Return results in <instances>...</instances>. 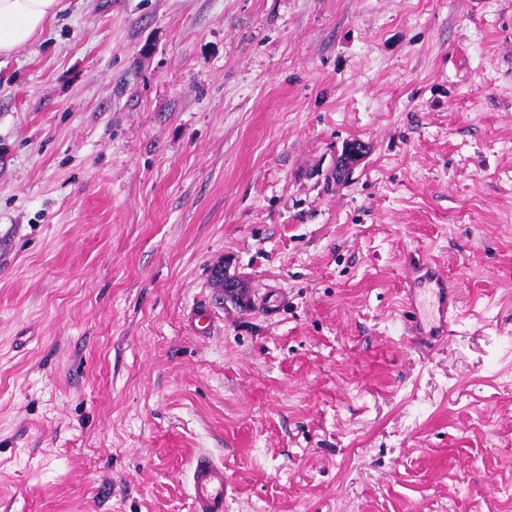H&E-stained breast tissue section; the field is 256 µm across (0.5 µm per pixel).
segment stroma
<instances>
[{"mask_svg":"<svg viewBox=\"0 0 512 512\" xmlns=\"http://www.w3.org/2000/svg\"><path fill=\"white\" fill-rule=\"evenodd\" d=\"M200 451L228 512H512V0H61L0 61V512H191ZM409 286L402 302V317L411 336L435 343L448 335L449 321L458 319L452 286L445 272L430 258L409 263Z\"/></svg>","mask_w":512,"mask_h":512,"instance_id":"1","label":"stroma"}]
</instances>
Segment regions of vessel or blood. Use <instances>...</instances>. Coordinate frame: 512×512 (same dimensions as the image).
<instances>
[{
	"instance_id": "1",
	"label": "vessel or blood",
	"mask_w": 512,
	"mask_h": 512,
	"mask_svg": "<svg viewBox=\"0 0 512 512\" xmlns=\"http://www.w3.org/2000/svg\"><path fill=\"white\" fill-rule=\"evenodd\" d=\"M408 270L409 286L402 302L406 329L427 342H438L456 315L448 276L428 258L410 263ZM189 482L193 512H227L231 487L223 460L207 452L197 454L190 465Z\"/></svg>"
}]
</instances>
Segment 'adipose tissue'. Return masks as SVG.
I'll use <instances>...</instances> for the list:
<instances>
[{
  "label": "adipose tissue",
  "mask_w": 512,
  "mask_h": 512,
  "mask_svg": "<svg viewBox=\"0 0 512 512\" xmlns=\"http://www.w3.org/2000/svg\"><path fill=\"white\" fill-rule=\"evenodd\" d=\"M60 0H0V56L27 45L58 10Z\"/></svg>",
  "instance_id": "ef3b65f1"
}]
</instances>
